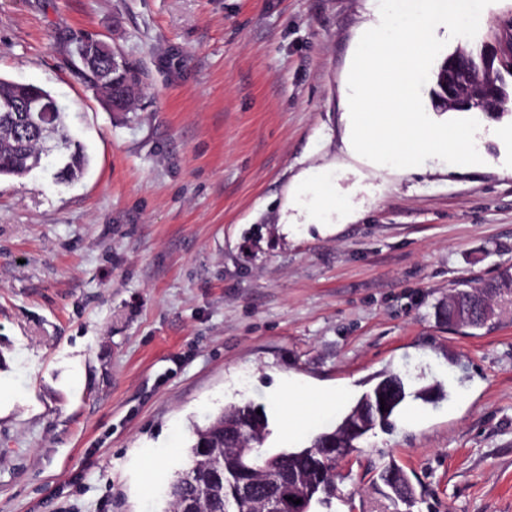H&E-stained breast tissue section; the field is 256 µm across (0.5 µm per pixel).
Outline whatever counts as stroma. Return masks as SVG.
I'll list each match as a JSON object with an SVG mask.
<instances>
[{
	"label": "stroma",
	"instance_id": "1",
	"mask_svg": "<svg viewBox=\"0 0 512 512\" xmlns=\"http://www.w3.org/2000/svg\"><path fill=\"white\" fill-rule=\"evenodd\" d=\"M372 0H0V77L41 86L91 164L0 179V512H166L193 425L264 407L265 450L335 425L374 377L440 383L338 461L339 512H512V301L479 330L437 316L459 284L512 289V168L377 173L346 150L348 74ZM143 75L106 111L76 40ZM512 39V0L474 38ZM369 188L336 234L278 222L304 171ZM308 390L273 397L283 378ZM340 392L315 408L310 391ZM410 476L413 507L377 475Z\"/></svg>",
	"mask_w": 512,
	"mask_h": 512
}]
</instances>
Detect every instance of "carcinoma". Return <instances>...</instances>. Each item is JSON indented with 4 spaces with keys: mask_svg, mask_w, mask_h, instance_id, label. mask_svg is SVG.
I'll use <instances>...</instances> for the list:
<instances>
[{
    "mask_svg": "<svg viewBox=\"0 0 512 512\" xmlns=\"http://www.w3.org/2000/svg\"><path fill=\"white\" fill-rule=\"evenodd\" d=\"M78 43L89 46L91 56L82 61L80 75L92 90L98 88L102 63H116L117 78H140L138 70L123 57L114 61L100 57L98 41L81 37ZM447 59L498 86L503 66L512 63V48H501L499 59L485 56L482 50L454 52ZM19 93L38 104L54 101L51 93L40 86L27 84L20 89L17 83L0 78V177L24 178L32 169L53 159L60 163L58 178L68 182L81 178L90 165V156L83 146L73 142L67 113L57 106L49 122L22 131L18 113L4 111L5 104ZM501 292L500 286L491 285L481 293L460 289L458 295L465 302H479ZM437 390L436 386L411 390L397 375H380L336 426L320 431L303 447L276 453L259 452L270 435L267 415L257 414L258 406L251 402L230 403L210 416L205 425L194 428L187 447L188 464L169 483L170 512H180L183 503L189 501L196 504L197 512H246L261 497L265 484L279 472L311 477L301 503L290 502L288 509L280 512H335L336 466L325 464L320 449L355 447L375 428H390L407 399L427 401ZM379 479L396 500L412 503L413 487L402 468L389 463L382 467Z\"/></svg>",
    "mask_w": 512,
    "mask_h": 512,
    "instance_id": "1",
    "label": "carcinoma"
}]
</instances>
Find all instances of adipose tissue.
Segmentation results:
<instances>
[{"label": "adipose tissue", "mask_w": 512, "mask_h": 512, "mask_svg": "<svg viewBox=\"0 0 512 512\" xmlns=\"http://www.w3.org/2000/svg\"><path fill=\"white\" fill-rule=\"evenodd\" d=\"M351 196L336 189V169L326 165L308 170L295 180L280 212L279 222L294 234L336 233L353 217Z\"/></svg>", "instance_id": "adipose-tissue-1"}]
</instances>
